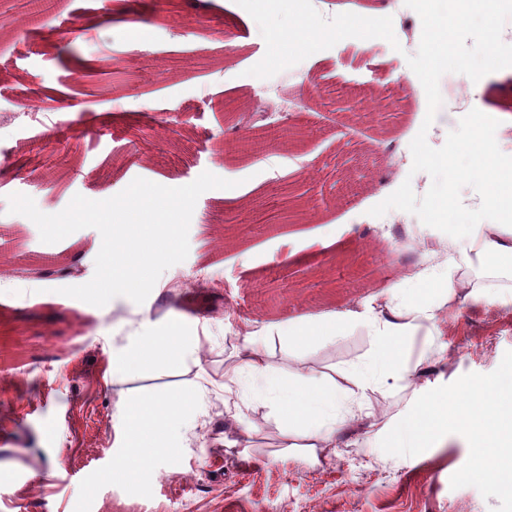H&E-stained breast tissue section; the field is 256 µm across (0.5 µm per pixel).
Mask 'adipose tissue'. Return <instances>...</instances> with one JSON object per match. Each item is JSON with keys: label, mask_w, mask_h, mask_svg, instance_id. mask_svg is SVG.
<instances>
[{"label": "adipose tissue", "mask_w": 512, "mask_h": 512, "mask_svg": "<svg viewBox=\"0 0 512 512\" xmlns=\"http://www.w3.org/2000/svg\"><path fill=\"white\" fill-rule=\"evenodd\" d=\"M512 130V116L466 117L460 138L441 163L448 180L431 192L435 218L446 222L451 252L436 273L404 278L384 304L364 310L340 308L303 315L288 323H264L240 331L224 371L212 376L202 367L197 327L170 316L162 331L130 337L112 351V384L118 389L113 429L124 454L110 477H153L150 459L177 455L204 414L210 388L224 392L230 424L223 444L250 446L258 428L250 413L263 411L276 428L286 453L305 455L313 464L335 456L337 439L349 434L357 443L386 439L387 454L426 446L448 426H464L469 452L464 475L491 477L504 493L512 492V372L476 389L452 396L420 398L427 362H447L438 343L437 322L458 296L493 297L512 303V163L490 148ZM484 149L479 176L485 184L489 219L469 216V201H454L451 183L463 176L456 159ZM365 329L367 349L344 365L321 369L313 358L340 338ZM170 366L196 367L199 382L189 392L132 397L122 391L126 373ZM409 393L415 406L393 423L384 403Z\"/></svg>", "instance_id": "ef3b65f1"}]
</instances>
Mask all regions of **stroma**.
<instances>
[{"label": "stroma", "mask_w": 512, "mask_h": 512, "mask_svg": "<svg viewBox=\"0 0 512 512\" xmlns=\"http://www.w3.org/2000/svg\"><path fill=\"white\" fill-rule=\"evenodd\" d=\"M115 0H72L73 19L37 30L0 24V114L31 99L70 108L59 129L0 131V512H512V495L465 476L461 430L443 447L386 456L374 445L340 447L327 464L281 455L266 440L224 448V393L210 390L207 414L176 457H154L146 482L104 481L121 450L112 428V350L142 328H160L169 309L206 323L208 372L248 323H285L303 314L388 297L402 277L425 269L423 236L433 235L431 196L404 205L380 196L443 168L399 154L425 111L405 55L380 38H348L268 79L249 76L266 45L236 0H127L133 21L103 12ZM319 95L306 92L309 79ZM378 95L384 113L346 110ZM287 102L267 128L288 125L298 143L268 154L297 163L288 174L260 162L234 164V149L258 130L257 104ZM478 112L512 115V70L483 79ZM235 181L198 198L189 254L159 277L143 304L120 296L95 307L62 295L91 280L100 233L69 235L73 277L43 278L27 260L46 250L37 226L8 211L9 195L32 197L47 214L75 195L112 197L135 178L189 184L202 172ZM402 223H394V215ZM448 367L429 392L480 386L512 369V305L469 300L438 324ZM194 371H135L129 395L174 394Z\"/></svg>", "instance_id": "obj_1"}]
</instances>
